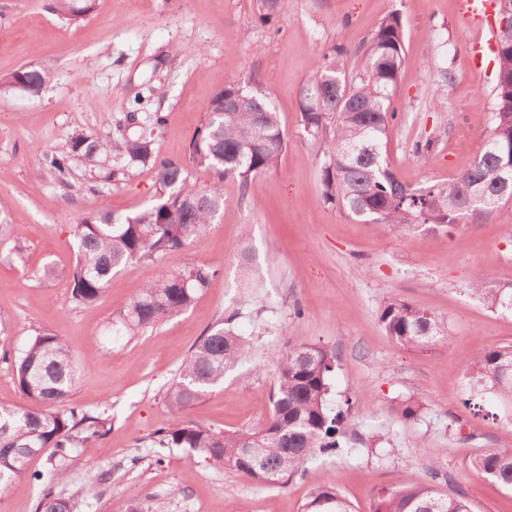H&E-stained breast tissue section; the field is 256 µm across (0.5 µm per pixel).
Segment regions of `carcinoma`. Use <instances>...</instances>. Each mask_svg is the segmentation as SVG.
I'll list each match as a JSON object with an SVG mask.
<instances>
[{"mask_svg": "<svg viewBox=\"0 0 512 512\" xmlns=\"http://www.w3.org/2000/svg\"><path fill=\"white\" fill-rule=\"evenodd\" d=\"M94 0H56V10L77 25L93 9ZM288 0H261L258 20L269 24L287 9ZM497 65L494 112L489 140L470 168L448 186L412 187L402 182L386 157L394 107L404 63V26L393 13L382 20L359 50L358 72L347 70L348 49L339 44L314 67L300 91L304 130L317 135L332 129L324 146L321 184L326 201L355 217L370 218L403 234L418 224L448 228L461 223L471 208L484 214L512 207V24L496 33L493 48ZM42 69H22L0 79V91L23 89L37 93L50 81ZM242 92L248 102L234 112L224 111V96ZM206 120L189 141L184 158L160 157L155 143L163 132L164 117L154 112L138 119L127 113L134 131L121 138H94L78 134L43 154L46 169L60 185H69L72 163L80 159L90 167L102 155L112 156L117 174L130 164L151 165L159 185V198L150 207L130 215H116L105 206L93 207L74 226L77 256L71 276V298L80 305L100 301L112 277L131 262L153 269L138 294L112 320L116 336H138L186 309L218 274L202 262L171 271L159 264L171 251L187 247L204 234L224 208V179L245 183L258 173L276 171L287 147V134L269 97L250 85L233 80L213 94L204 106ZM208 171L206 185L191 173ZM486 275L477 272L472 290L491 309L512 310V293L485 288ZM379 322L395 343L412 349L435 347L446 327L435 314L408 302L388 298L379 309ZM248 351L245 337L220 319L190 351L177 378L166 392L174 419L152 437L162 453L186 448L218 467L228 466L260 484L285 485L316 450L338 453L345 447V418L327 405L329 376L334 357L312 343L288 348L277 365V385L272 393V413L261 429L217 431L181 417L212 388L224 381V372ZM0 358L9 362L14 379L31 405L25 409L0 403V493L23 470L30 456L17 457L20 449H55L63 462L71 449L108 432L109 418L100 412L70 404L78 371L67 340L38 329L26 347L11 353L0 344ZM470 396L494 397L503 418L512 424V343L477 351L464 365ZM398 413L406 420L421 417L423 404L402 400ZM471 468L485 479L512 492V448H483L472 458ZM402 484L377 492L372 512H471L463 494L442 496L433 482ZM65 472L44 482L35 512H74L75 501L58 490ZM129 512H158L159 506L132 491ZM304 512H354V507L329 483L314 479Z\"/></svg>", "mask_w": 512, "mask_h": 512, "instance_id": "cac0c4a2", "label": "carcinoma"}]
</instances>
